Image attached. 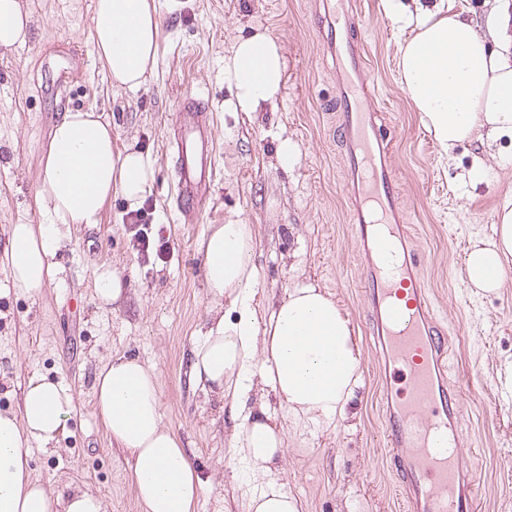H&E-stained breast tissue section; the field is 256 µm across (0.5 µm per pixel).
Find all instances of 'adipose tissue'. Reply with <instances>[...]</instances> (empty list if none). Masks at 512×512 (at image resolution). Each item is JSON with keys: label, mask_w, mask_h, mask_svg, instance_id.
<instances>
[{"label": "adipose tissue", "mask_w": 512, "mask_h": 512, "mask_svg": "<svg viewBox=\"0 0 512 512\" xmlns=\"http://www.w3.org/2000/svg\"><path fill=\"white\" fill-rule=\"evenodd\" d=\"M388 5L411 30L399 49L404 88L444 154L467 141L512 144V11L495 7L481 25L448 0L413 12L399 0ZM31 25L20 0H0V48L26 44ZM160 38V0H95L93 50L113 88L135 92L148 83L157 72ZM284 69L279 44L266 34L237 41L224 63L236 104L246 112L275 98ZM155 180L149 156L114 148L104 116L92 109L65 113L39 161L34 201L41 221L9 226L0 266L15 288L38 295L58 274L54 256L64 230L99 224L116 191L137 207ZM255 247V227L245 221L208 227L202 274L212 306L194 341L191 376L233 412L232 452L253 484L246 512H301L300 501L274 476L285 432L266 404L250 406L251 394L263 385L295 420L335 425L360 384L362 361L349 319L319 288H292L270 307L254 306ZM511 268L509 196L496 213L494 238L470 251L466 272L474 288L495 292ZM94 398L109 437L126 454L141 512H193L208 483L163 423L156 367L112 357L95 378ZM74 409L68 388L39 376L29 380L20 412L0 411V512H108L98 495L80 488L63 493L29 472L32 445L57 440Z\"/></svg>", "instance_id": "ef3b65f1"}]
</instances>
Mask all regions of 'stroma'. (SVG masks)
<instances>
[{"label":"stroma","instance_id":"35a3bbf8","mask_svg":"<svg viewBox=\"0 0 512 512\" xmlns=\"http://www.w3.org/2000/svg\"><path fill=\"white\" fill-rule=\"evenodd\" d=\"M34 21L31 40L0 48V251L12 224L39 223L33 191L42 145L64 113L88 108L112 123L115 148L149 155L157 168L142 203L154 249L139 252L128 209L113 195L104 220L73 225L60 242L59 273L38 297L13 287L0 268V410L19 411L29 380L44 376L69 388L76 410L56 445H33L30 469L57 490L84 487L102 495L111 512H140L125 454L96 413L93 382L117 355H130L160 373L163 422L210 484L196 512H243L250 490L229 456V411L217 395L197 388L190 374L192 343L207 318L200 246L207 228L244 220L256 225L253 255L260 288L255 303L312 284L331 293L347 313L362 356V381L337 427L296 428L274 393L265 399L287 433L278 474L304 512H400L381 455L377 406L381 365L367 335L360 269L349 238L350 205L342 193L340 151L327 109L335 97L330 58L321 48L318 0H175L163 15L159 66L138 92H118L92 47L93 0H24ZM368 73L386 115V136L410 207V221L438 312L456 330L448 373L463 387L470 440L485 512H512V271L504 288H472L465 258L494 235L495 213L512 196V164L487 158L489 180L466 173L477 143L443 156L400 81L399 45L406 30L386 0H358ZM274 37L285 72L274 102L254 112L234 107L224 76L233 44L254 33ZM80 52L84 65L72 54ZM201 94L216 143L215 192L193 220L174 203L168 155L182 100ZM298 146L281 167L280 140ZM120 271V299L102 305L96 281Z\"/></svg>","mask_w":512,"mask_h":512}]
</instances>
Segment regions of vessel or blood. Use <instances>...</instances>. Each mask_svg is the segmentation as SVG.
<instances>
[{
	"label": "vessel or blood",
	"instance_id": "vessel-or-blood-1",
	"mask_svg": "<svg viewBox=\"0 0 512 512\" xmlns=\"http://www.w3.org/2000/svg\"><path fill=\"white\" fill-rule=\"evenodd\" d=\"M323 51L333 61V133L351 200L350 237L364 282L369 331L384 361L381 436L406 512H480L462 390L448 375L452 338L441 324L407 226L393 147L367 75L356 0H326ZM170 155L176 208L192 217L213 190L214 141L202 98H186Z\"/></svg>",
	"mask_w": 512,
	"mask_h": 512
}]
</instances>
